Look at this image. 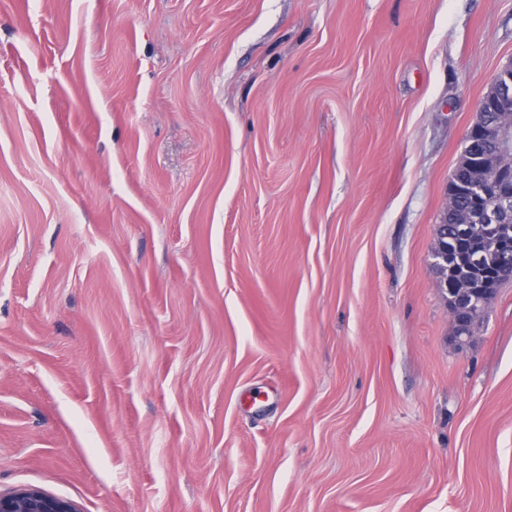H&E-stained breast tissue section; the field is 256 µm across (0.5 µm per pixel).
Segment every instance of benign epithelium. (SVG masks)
Here are the masks:
<instances>
[{
    "label": "benign epithelium",
    "mask_w": 512,
    "mask_h": 512,
    "mask_svg": "<svg viewBox=\"0 0 512 512\" xmlns=\"http://www.w3.org/2000/svg\"><path fill=\"white\" fill-rule=\"evenodd\" d=\"M485 134L482 153L488 162L479 166L463 159L458 169L471 189L472 203L454 204V191L448 192V210L437 225L442 240L433 253V266L441 275L438 287L448 294V307L454 318L455 340L459 347L468 344L471 330L488 303L496 296L495 283L512 281V63L497 76L492 90L478 107L476 122L469 129ZM466 257L486 259L494 270L492 280H473L459 276L448 284L444 278L448 246ZM0 512H77L74 505L37 490L0 494Z\"/></svg>",
    "instance_id": "7a95c632"
}]
</instances>
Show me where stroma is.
Here are the masks:
<instances>
[{
	"mask_svg": "<svg viewBox=\"0 0 512 512\" xmlns=\"http://www.w3.org/2000/svg\"><path fill=\"white\" fill-rule=\"evenodd\" d=\"M512 0H0V494L512 512V282L435 228ZM448 245L439 243L438 250L433 253V266L440 275L438 288L448 294V307L454 318L455 340L458 346L464 347L471 338V330L488 303L496 296L497 288L490 280H473L459 276L448 287L444 277V264L451 265L456 257L449 258Z\"/></svg>",
	"mask_w": 512,
	"mask_h": 512,
	"instance_id": "stroma-1",
	"label": "stroma"
}]
</instances>
